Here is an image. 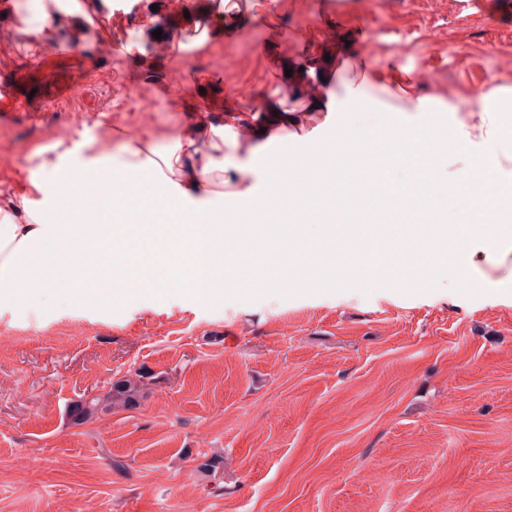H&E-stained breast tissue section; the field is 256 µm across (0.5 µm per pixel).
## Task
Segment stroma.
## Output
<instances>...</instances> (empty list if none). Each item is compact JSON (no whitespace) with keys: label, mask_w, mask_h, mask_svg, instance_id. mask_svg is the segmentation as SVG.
<instances>
[{"label":"stroma","mask_w":512,"mask_h":512,"mask_svg":"<svg viewBox=\"0 0 512 512\" xmlns=\"http://www.w3.org/2000/svg\"><path fill=\"white\" fill-rule=\"evenodd\" d=\"M164 0L133 14L102 0L95 25L58 14L50 37L19 21L39 0H0V46L51 52L72 44L92 63L69 112L112 119L0 132V197L13 178L42 175L59 147L78 169L87 152L128 159L125 131L139 115L120 101L140 92L155 111L143 127L169 146L188 111L219 119L244 85L295 107L306 58L336 87L361 28L370 60L396 74L425 66L423 95L474 106V88H512V0L472 15L459 0H399L378 9L350 0L334 42L311 35L328 0H242L232 32L214 30L193 56L153 55L154 29H178ZM128 49L129 68L111 61ZM186 74L187 94L159 85ZM37 256L20 301L0 304V512H512V301L469 297L442 279L429 292L375 286L216 306L182 293L106 291L75 300ZM153 379L139 406L75 424L68 410L138 369ZM218 468L201 471L211 457Z\"/></svg>","instance_id":"obj_1"}]
</instances>
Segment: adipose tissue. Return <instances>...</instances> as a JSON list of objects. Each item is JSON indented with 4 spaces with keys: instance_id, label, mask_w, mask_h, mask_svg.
Here are the masks:
<instances>
[{
    "instance_id": "obj_1",
    "label": "adipose tissue",
    "mask_w": 512,
    "mask_h": 512,
    "mask_svg": "<svg viewBox=\"0 0 512 512\" xmlns=\"http://www.w3.org/2000/svg\"><path fill=\"white\" fill-rule=\"evenodd\" d=\"M408 85L393 86L384 74L364 71L345 82L342 96L330 92L310 95V106L302 117L289 119L288 140L318 142V132L332 123L335 112L344 105L366 102L371 91L397 89L402 102L395 117L392 144L403 163L411 165L415 176L405 186V198L436 190L447 181L471 210L488 205L495 211L512 209V128L501 107L512 91L495 88L478 107L461 109L451 103L416 95ZM448 113L450 134L458 153L467 161L464 170L442 175L439 155H419L415 141L433 139L427 122L433 109ZM255 127H244L236 112H227L223 124L213 125L189 115L171 146L157 150L151 142L137 139L128 145L130 162L112 169L107 159L90 156L83 168L90 182L103 192L102 213L91 224H58L39 202L47 195L49 181L66 174L65 154L46 163L47 178L33 181L32 194L0 199V296L20 299L24 261L34 255L54 262L67 254L71 275L67 281L73 295H84L101 288H134L141 292L178 290L191 296L213 300L228 284L226 274L230 255L224 248L229 235H255V226L242 227L224 222V213L213 205L220 187L236 184L232 197L238 204L252 199L254 190L245 180L251 170L247 161L225 158V149L238 148L249 141V154H260ZM159 190L142 206L138 221H130L125 211L127 198L138 192L143 181ZM325 194L321 176L311 166L280 165L273 185L261 204L265 209L278 206L301 209L309 193ZM363 237L393 240L404 236V261L424 250L432 256L453 252L455 272L467 285L487 289L501 296L512 295V231L497 224H470L464 232L455 226L423 225L420 232L403 227L361 226ZM492 265L503 274L495 280L479 276L481 266Z\"/></svg>"
}]
</instances>
